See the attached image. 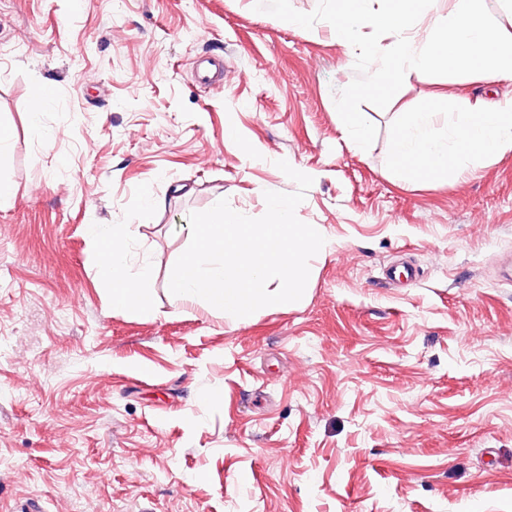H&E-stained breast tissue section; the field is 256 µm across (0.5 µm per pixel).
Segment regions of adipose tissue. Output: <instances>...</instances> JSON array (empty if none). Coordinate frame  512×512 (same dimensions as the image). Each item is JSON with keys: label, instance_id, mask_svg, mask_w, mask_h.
<instances>
[{"label": "adipose tissue", "instance_id": "1", "mask_svg": "<svg viewBox=\"0 0 512 512\" xmlns=\"http://www.w3.org/2000/svg\"><path fill=\"white\" fill-rule=\"evenodd\" d=\"M433 127V113L414 112L394 139L392 158L410 177L438 179L452 175L463 153L489 157L512 152V101L496 109L474 102L449 125L444 138L434 137ZM90 233L103 245L98 274L112 289L113 307L144 317L154 316L148 299L153 271L147 266L131 267L124 225L109 228L94 224Z\"/></svg>", "mask_w": 512, "mask_h": 512}]
</instances>
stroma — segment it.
<instances>
[{
    "label": "stroma",
    "instance_id": "1",
    "mask_svg": "<svg viewBox=\"0 0 512 512\" xmlns=\"http://www.w3.org/2000/svg\"><path fill=\"white\" fill-rule=\"evenodd\" d=\"M254 2L0 0V512H512V152L438 181L391 156L408 113L495 105L512 77L410 72L362 105L356 151L335 105L355 51ZM280 160L327 236L301 300H175L189 214L261 217L297 189ZM93 224L129 225L154 317L113 309Z\"/></svg>",
    "mask_w": 512,
    "mask_h": 512
}]
</instances>
